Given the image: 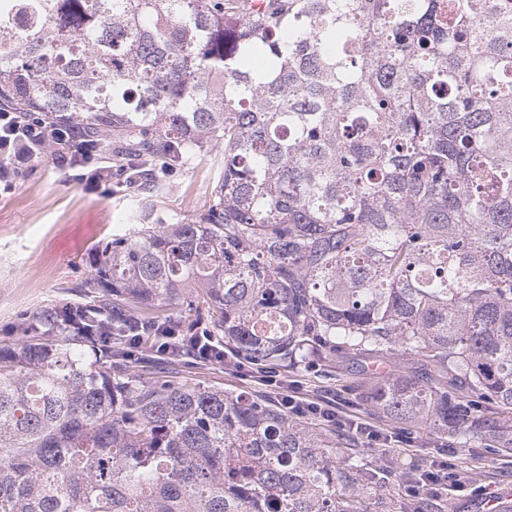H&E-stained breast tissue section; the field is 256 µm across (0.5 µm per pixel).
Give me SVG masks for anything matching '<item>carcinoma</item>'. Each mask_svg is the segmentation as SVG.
Here are the masks:
<instances>
[{
    "label": "carcinoma",
    "instance_id": "1",
    "mask_svg": "<svg viewBox=\"0 0 512 512\" xmlns=\"http://www.w3.org/2000/svg\"><path fill=\"white\" fill-rule=\"evenodd\" d=\"M0 112L65 125L137 191L96 295L0 346V512H393L383 470L279 404L168 379L134 318L202 289L228 353L365 354L391 421L512 455V0H0ZM224 144L202 213L159 175Z\"/></svg>",
    "mask_w": 512,
    "mask_h": 512
}]
</instances>
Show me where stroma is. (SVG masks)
Returning <instances> with one entry per match:
<instances>
[{"instance_id": "1", "label": "stroma", "mask_w": 512, "mask_h": 512, "mask_svg": "<svg viewBox=\"0 0 512 512\" xmlns=\"http://www.w3.org/2000/svg\"><path fill=\"white\" fill-rule=\"evenodd\" d=\"M223 151V145H215L211 154L193 159L158 183L156 194L168 215L187 221L202 211L216 184L214 159ZM135 206L131 194L117 190L107 197L87 190L47 160L29 165L11 188L0 187V343L10 342L4 328L19 317L85 300L93 258L121 232ZM178 369L183 380L277 398L263 384L262 370L249 364L238 370L188 360ZM381 375L365 357L354 356L341 362L336 377L315 365L281 373L280 378L302 399L330 406L336 413L330 426L344 446L356 449L370 464L386 467L396 491H404L409 473L444 461L460 481L444 482L431 491L437 512H493L497 501L512 499L511 456L452 445L436 433H407L366 405L361 394ZM360 423L379 434L377 445H368L357 434Z\"/></svg>"}]
</instances>
